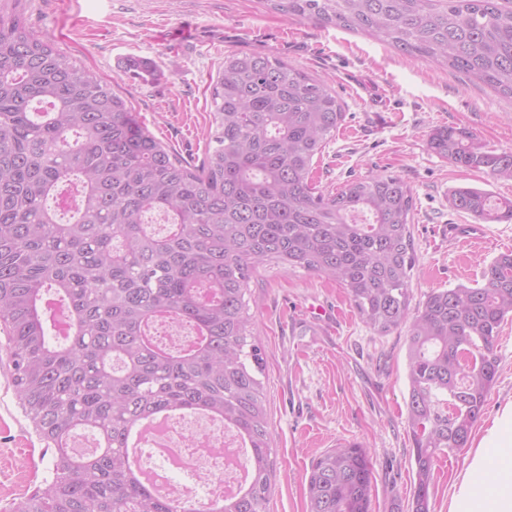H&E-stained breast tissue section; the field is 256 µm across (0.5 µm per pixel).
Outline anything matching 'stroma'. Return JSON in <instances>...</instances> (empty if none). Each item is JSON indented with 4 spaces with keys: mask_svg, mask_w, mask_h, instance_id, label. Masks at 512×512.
<instances>
[{
    "mask_svg": "<svg viewBox=\"0 0 512 512\" xmlns=\"http://www.w3.org/2000/svg\"><path fill=\"white\" fill-rule=\"evenodd\" d=\"M0 8L22 12L35 33L128 97L149 131L193 165L204 157L211 85L228 53L272 54L326 80L345 117L315 160L314 180L332 192L380 172L409 183L413 303L438 289L481 283L485 265L512 252V223L477 225V240L447 234L449 225L474 223L449 208L455 188L512 198V180L455 166L429 147L432 129L454 126L483 149L512 148V99L459 72L359 33L285 19L259 0H0ZM131 58L150 62L153 78H130L124 64ZM250 306L264 352L276 461L267 512H306L311 463L339 442L359 444L372 457V512H410L406 329L378 335L344 288L300 270L262 269ZM495 353L498 379L468 447L439 456L430 512H449L485 429L512 402L511 319L501 326ZM52 462L16 398L0 332V512L35 493Z\"/></svg>",
    "mask_w": 512,
    "mask_h": 512,
    "instance_id": "stroma-1",
    "label": "stroma"
}]
</instances>
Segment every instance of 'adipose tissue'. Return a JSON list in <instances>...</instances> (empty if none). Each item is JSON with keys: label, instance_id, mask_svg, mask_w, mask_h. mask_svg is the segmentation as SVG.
<instances>
[{"label": "adipose tissue", "instance_id": "obj_1", "mask_svg": "<svg viewBox=\"0 0 512 512\" xmlns=\"http://www.w3.org/2000/svg\"><path fill=\"white\" fill-rule=\"evenodd\" d=\"M479 446L451 512H512L511 403L498 413Z\"/></svg>", "mask_w": 512, "mask_h": 512}]
</instances>
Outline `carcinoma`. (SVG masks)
Masks as SVG:
<instances>
[{
  "mask_svg": "<svg viewBox=\"0 0 512 512\" xmlns=\"http://www.w3.org/2000/svg\"><path fill=\"white\" fill-rule=\"evenodd\" d=\"M293 21L365 32L512 97V0H260ZM205 158L190 167L128 100L0 10V329L25 415L53 451L52 477L13 512H198L146 489L129 427L184 409L218 419L250 449L239 492L206 512H267L274 461L251 284L277 264L333 279L380 335L409 324L411 512H430L438 453L467 447L496 383L512 317V252L482 284L429 293L410 312L416 266L411 187L377 173L332 193L314 158L344 121L327 82L273 55L231 52L212 84ZM429 147L512 179V149L483 151L444 126ZM79 189L69 219L57 194ZM450 208L512 223V200L461 187ZM164 214V232L147 221ZM70 314L59 336L47 312ZM191 329L160 351L150 324ZM373 463L358 444L311 464L307 512H371Z\"/></svg>",
  "mask_w": 512,
  "mask_h": 512,
  "instance_id": "1",
  "label": "carcinoma"
}]
</instances>
